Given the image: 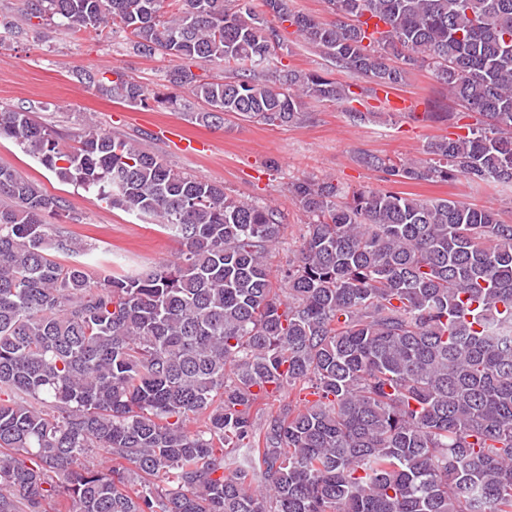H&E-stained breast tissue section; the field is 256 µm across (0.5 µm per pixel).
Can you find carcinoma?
Wrapping results in <instances>:
<instances>
[{"label": "carcinoma", "instance_id": "carcinoma-1", "mask_svg": "<svg viewBox=\"0 0 512 512\" xmlns=\"http://www.w3.org/2000/svg\"><path fill=\"white\" fill-rule=\"evenodd\" d=\"M22 0L26 25L111 27L132 53L174 61L171 92L81 70L130 106L179 109L189 91L226 117L289 126L305 100L350 86L278 66L288 22L371 87L428 68L474 115L428 158L367 155L394 184H512V0ZM224 63L201 82L190 62ZM275 68L276 82L260 80ZM10 139L62 182L153 217L177 260L94 281L87 251L49 224L59 197L0 167V512H512V224L496 210L331 180L288 185L308 217L276 287L281 213L185 176L87 126L79 147L26 107ZM103 451L112 464L82 459Z\"/></svg>", "mask_w": 512, "mask_h": 512}]
</instances>
